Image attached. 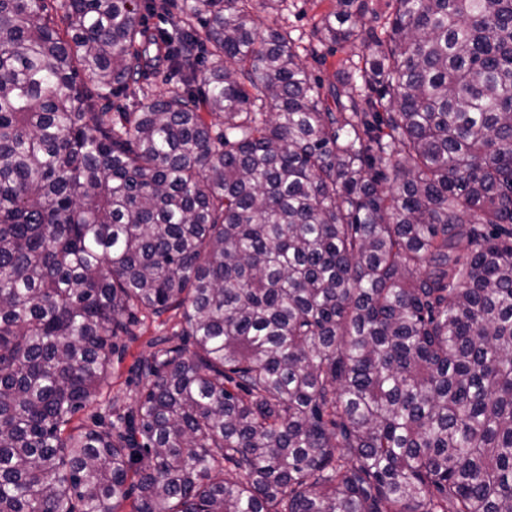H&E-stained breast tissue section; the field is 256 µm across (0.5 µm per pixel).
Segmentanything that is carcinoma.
<instances>
[{
  "instance_id": "obj_1",
  "label": "carcinoma",
  "mask_w": 512,
  "mask_h": 512,
  "mask_svg": "<svg viewBox=\"0 0 512 512\" xmlns=\"http://www.w3.org/2000/svg\"><path fill=\"white\" fill-rule=\"evenodd\" d=\"M284 2L0 0V512H512V0ZM330 1H317V0H288V11H285L282 16L277 19L273 15L267 14L260 8L254 11V18L256 23L262 28L267 26L272 27H283L291 32L293 38L298 39L302 37L301 41H296L300 46L298 51L301 54L304 62L308 66V69L313 73L314 76H320L326 83L327 79L337 69L338 62L347 57H354L358 59L357 55H361L363 49L356 45H346L343 48H339L334 55H327V61L325 65L319 64L309 51H305L304 48H309L308 37L318 20V15L322 12L330 9ZM180 320V312L177 314L167 313L160 319L141 317L139 324L134 327V332L137 335L134 340L128 336H119L112 340L116 345V350L112 355L111 385L101 402V404L107 405V414L109 412L112 414V410L109 411V406L113 400L120 407V412H127L136 407L139 393L134 384L130 382L133 377L131 368L138 358L149 357L155 351L152 341L156 336L170 334L173 330H177Z\"/></svg>"
}]
</instances>
